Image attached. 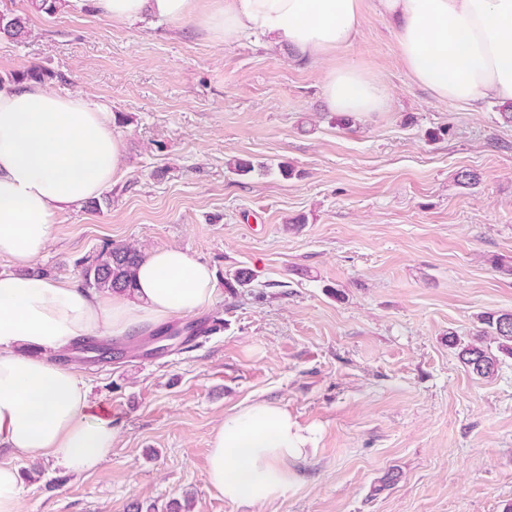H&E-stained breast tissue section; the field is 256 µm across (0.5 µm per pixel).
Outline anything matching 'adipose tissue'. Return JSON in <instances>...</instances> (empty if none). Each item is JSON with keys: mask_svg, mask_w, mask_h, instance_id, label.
<instances>
[{"mask_svg": "<svg viewBox=\"0 0 512 512\" xmlns=\"http://www.w3.org/2000/svg\"><path fill=\"white\" fill-rule=\"evenodd\" d=\"M97 2L116 24L194 18L212 38L258 33L311 57L345 49L363 18V0ZM378 12L395 24L403 66L436 101H512V0H378ZM323 97L342 115L390 108L382 81L350 64L328 71ZM124 171V142L102 105L34 83L0 89V259L10 264L0 271V447L75 474L108 459L113 427L91 413L88 386L56 355L86 336L200 312L215 295L211 268L176 246L148 251L128 292L32 274L57 215L98 198ZM311 442L279 405L239 406L213 433L208 482L229 503L262 506L293 485L291 464Z\"/></svg>", "mask_w": 512, "mask_h": 512, "instance_id": "1", "label": "adipose tissue"}]
</instances>
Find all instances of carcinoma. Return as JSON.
Wrapping results in <instances>:
<instances>
[{
  "label": "carcinoma",
  "mask_w": 512,
  "mask_h": 512,
  "mask_svg": "<svg viewBox=\"0 0 512 512\" xmlns=\"http://www.w3.org/2000/svg\"><path fill=\"white\" fill-rule=\"evenodd\" d=\"M0 35L11 39H24L29 35L26 18L11 13H0ZM53 78V73L41 66H34L18 74L16 83L33 81L43 83ZM145 254L138 248L109 242L104 244L95 256L84 263L82 286L91 290L127 291L133 288L135 272ZM487 325L486 334L496 344L497 351L512 356V314L481 316ZM460 361L479 377L493 376L499 365V358L492 347L479 341L460 348Z\"/></svg>",
  "instance_id": "1"
}]
</instances>
